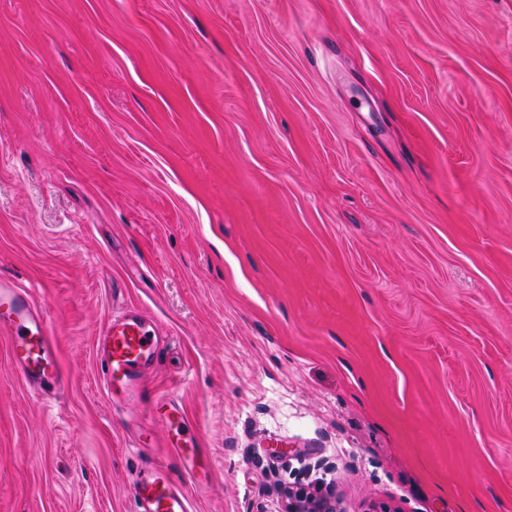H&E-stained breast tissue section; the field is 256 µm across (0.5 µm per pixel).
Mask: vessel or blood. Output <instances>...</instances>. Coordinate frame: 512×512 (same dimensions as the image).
<instances>
[{"instance_id":"1","label":"vessel or blood","mask_w":512,"mask_h":512,"mask_svg":"<svg viewBox=\"0 0 512 512\" xmlns=\"http://www.w3.org/2000/svg\"><path fill=\"white\" fill-rule=\"evenodd\" d=\"M0 338L8 342L10 358L36 395L61 391L64 374L50 335V322L34 295L14 281L0 278ZM163 338L138 307L130 306L106 320L95 339V357L106 392L113 401L142 389L157 362ZM155 425L165 433V445L187 464L196 488L207 487L212 474L199 466L203 455L190 437V423L180 406L161 395L149 403ZM137 512H191L186 488L172 479L166 466L145 469L132 488Z\"/></svg>"}]
</instances>
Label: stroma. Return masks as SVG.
<instances>
[{"label":"stroma","instance_id":"stroma-1","mask_svg":"<svg viewBox=\"0 0 512 512\" xmlns=\"http://www.w3.org/2000/svg\"><path fill=\"white\" fill-rule=\"evenodd\" d=\"M0 276L65 389L0 341V512H134L167 464L94 336L214 466L193 512H512V0H0ZM0 335L9 344L12 364L36 395L64 388V374L46 313L29 290L2 277ZM163 337L136 306L106 320L95 339V357L106 392L117 403L139 393L157 362ZM284 494V512H341L335 493L328 488L296 483Z\"/></svg>","mask_w":512,"mask_h":512}]
</instances>
